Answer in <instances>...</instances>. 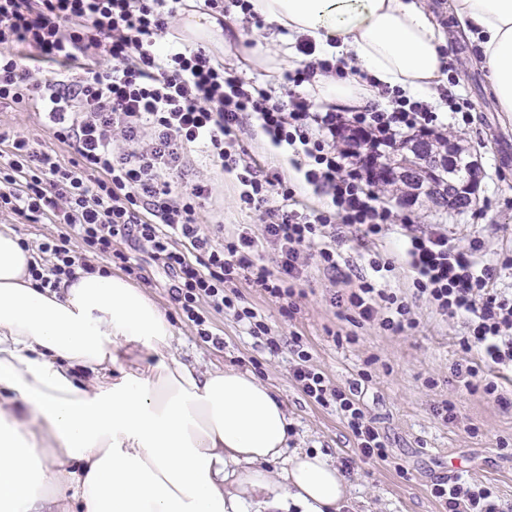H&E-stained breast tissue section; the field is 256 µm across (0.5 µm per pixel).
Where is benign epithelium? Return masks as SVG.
<instances>
[{
  "mask_svg": "<svg viewBox=\"0 0 512 512\" xmlns=\"http://www.w3.org/2000/svg\"><path fill=\"white\" fill-rule=\"evenodd\" d=\"M415 163L392 164L385 176L403 180L409 184V195L400 206L411 208L426 202L436 208L462 210L473 203L479 181L480 164L456 140H448L441 146L431 139H421L412 146ZM469 169L466 182H458L455 169L460 160Z\"/></svg>",
  "mask_w": 512,
  "mask_h": 512,
  "instance_id": "benign-epithelium-1",
  "label": "benign epithelium"
}]
</instances>
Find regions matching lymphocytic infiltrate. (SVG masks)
Returning <instances> with one entry per match:
<instances>
[{
	"mask_svg": "<svg viewBox=\"0 0 512 512\" xmlns=\"http://www.w3.org/2000/svg\"><path fill=\"white\" fill-rule=\"evenodd\" d=\"M185 7L186 0H0V105L34 112L74 153L62 162L54 150L0 127V213L58 227L38 244L29 268L37 287L57 288L78 267L95 272L102 257L134 273L138 251L171 274V298L198 336L212 340L210 312L229 309L275 349L257 312L236 306L240 282L294 315L308 269L331 277L339 270L337 225L376 246L394 233L404 239L412 295L380 286L379 275L393 264L376 249L372 276L331 289V307L393 335L417 327V300L440 315L464 317L456 383L511 407L498 380L512 373V296L495 283L498 268H512V255L486 263L483 238L462 247L447 225L418 228L374 188L382 157L414 137H438L437 113L381 83L377 92L390 107L316 110L296 87L341 65L315 57L306 38L298 44L300 67L286 76L294 90L285 98L254 88L204 46L161 53L160 39L173 34ZM253 124L273 147L292 151L305 181L329 197L327 207H299L284 174L257 164L242 144ZM195 147L235 178L240 206L255 213L261 233L245 224L219 240L208 230L213 186L193 165ZM288 346L292 378L308 401L335 407L360 456L388 461L385 437L357 386H337L300 336ZM431 494L443 512H504L493 488L479 481L443 477Z\"/></svg>",
	"mask_w": 512,
	"mask_h": 512,
	"instance_id": "1",
	"label": "lymphocytic infiltrate"
}]
</instances>
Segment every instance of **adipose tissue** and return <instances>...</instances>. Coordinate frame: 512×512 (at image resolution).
<instances>
[{
  "instance_id": "ef3b65f1",
  "label": "adipose tissue",
  "mask_w": 512,
  "mask_h": 512,
  "mask_svg": "<svg viewBox=\"0 0 512 512\" xmlns=\"http://www.w3.org/2000/svg\"><path fill=\"white\" fill-rule=\"evenodd\" d=\"M267 24L310 38L409 94L447 80V39L423 0H250ZM500 111L512 113V0H451ZM187 42L230 45L191 11ZM316 102L370 97L357 75H316ZM0 225V512H341L352 486L329 455L289 451L291 420L265 382L177 355L179 333L118 275L76 269L56 291ZM142 361L128 369L127 359Z\"/></svg>"
}]
</instances>
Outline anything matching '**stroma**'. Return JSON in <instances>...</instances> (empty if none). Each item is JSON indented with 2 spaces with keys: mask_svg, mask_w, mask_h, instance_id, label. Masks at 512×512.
Segmentation results:
<instances>
[{
  "mask_svg": "<svg viewBox=\"0 0 512 512\" xmlns=\"http://www.w3.org/2000/svg\"><path fill=\"white\" fill-rule=\"evenodd\" d=\"M428 9L448 36V80L444 88L467 101L472 119L452 124L449 111L446 136L457 138L478 157L482 178L477 199L462 212L410 209L417 224H444L457 243L474 236L491 248L512 243V115L497 111L486 74L480 69L476 47L455 34L457 21L448 14V0H426ZM145 291L169 315L180 331L178 356L201 368L232 366L252 371L282 399L292 420L289 448H317L334 461L351 460L352 497L343 512H440L431 495L436 477L469 476L494 486L512 505V410H505L482 394L459 388L449 379L450 366L460 350L464 332L459 320L432 312L419 303L417 329L399 335L351 321L349 313L330 307L331 283L322 272L311 270L303 285L298 314L287 315L279 303L248 284L238 288L239 306L254 308L280 339L269 349L233 318L231 312L211 314V329L219 344L204 341L173 303L171 279L162 267L143 260ZM301 336L313 362L342 387L357 383L361 398L386 433L390 461L357 457L348 431L335 409L311 404L291 378V356L286 341ZM368 379H361V371ZM452 400L459 426L444 423L435 413L442 401ZM479 430L472 437L463 425ZM508 447H499L500 439Z\"/></svg>",
  "mask_w": 512,
  "mask_h": 512,
  "instance_id": "stroma-1",
  "label": "stroma"
}]
</instances>
